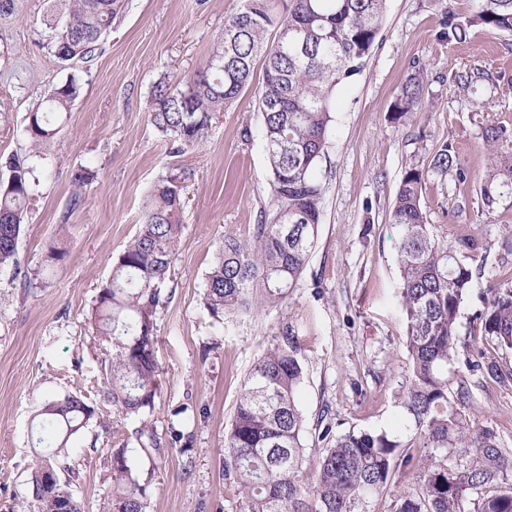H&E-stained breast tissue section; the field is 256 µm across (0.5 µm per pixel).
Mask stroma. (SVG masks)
<instances>
[{"label":"stroma","mask_w":512,"mask_h":512,"mask_svg":"<svg viewBox=\"0 0 512 512\" xmlns=\"http://www.w3.org/2000/svg\"><path fill=\"white\" fill-rule=\"evenodd\" d=\"M123 17L93 60L60 67L46 47V0H17L0 20V157L34 168L16 266L0 267V512H35L31 476L41 454L34 429L45 401L80 393L94 415L61 456L60 478L84 512H102L121 448L145 492L146 512H236L237 488L223 474L224 435L254 362L281 337L298 347L304 381L305 481L334 435L385 430L409 437L399 394L409 375L406 321L390 211L406 166L428 168L451 142L470 176L488 153L484 130L512 129V35L474 30L439 41L444 10L469 16L474 0H386L363 70L333 97L334 122L316 169L324 187L317 241L287 302L216 321L204 305L206 276L229 235L245 236L269 203V163L256 85L216 113L205 138L176 154L151 124L153 85L185 84L204 65L242 0H122ZM490 77L477 92L459 72ZM425 101L407 117L393 105L415 70ZM76 77L81 92L54 136L33 149L27 114L45 89ZM251 138H243V127ZM188 171L174 272L156 313L160 372L153 410L128 415L105 394L112 350L93 340V310L118 255L136 235L147 195L176 168ZM94 172L83 188L80 169ZM423 202L434 236L467 237L479 271L461 305L458 355L476 358V317L487 288H512V207L482 205L477 184L429 176ZM464 403L474 427H490L512 449V386L472 376Z\"/></svg>","instance_id":"obj_1"}]
</instances>
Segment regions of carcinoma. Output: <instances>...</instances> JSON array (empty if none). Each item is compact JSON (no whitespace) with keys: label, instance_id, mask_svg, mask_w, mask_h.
<instances>
[{"label":"carcinoma","instance_id":"carcinoma-1","mask_svg":"<svg viewBox=\"0 0 512 512\" xmlns=\"http://www.w3.org/2000/svg\"><path fill=\"white\" fill-rule=\"evenodd\" d=\"M386 0H288L287 15L276 0H243L224 24L199 78L172 88L161 78L154 89L151 123L178 143L182 152L200 142L213 115L249 86L257 62L263 77L257 89L263 141L270 162L269 206L244 237L224 238L207 273L204 303L220 321L226 314H249L285 302L307 266L321 224L324 188L315 175L325 154L334 120L336 86L364 68L379 34ZM122 16L121 0H62L42 19L48 47L62 64L92 60L104 35ZM272 27L278 36L269 40ZM512 35V0H477L465 20L445 16L439 38L466 41L472 28ZM303 29L307 45L285 41V33ZM422 70L410 75L394 103L403 117L424 102ZM80 94L75 76L44 92L28 116L26 132L33 148L55 134L58 114L71 111ZM490 163L479 185L487 207L512 200V131H485ZM8 178L0 183V267L17 264L22 213L30 196L34 168L17 156L5 159ZM469 175L452 144L436 147L428 170L412 164L402 176L391 208L396 229L399 298L406 318L410 374L400 397L411 422L407 440L385 430L335 436L324 427L326 442L312 485L303 480L304 416L298 390L303 369L292 337L267 350L242 384L224 436V468L239 484L237 512H379L377 501L392 480L407 471L420 474L415 494L401 496L393 512H460L471 497L472 512H512V454L496 433L474 428L460 405L468 397L465 372L512 385V367L488 356L466 360L448 378L457 357L456 320L474 269L467 262L473 243L442 244L431 232L422 202L428 174ZM180 179L165 177L150 191L135 238L116 259L111 282L97 297L94 341L112 348L109 395L127 415L154 408L159 372L155 316L161 286L169 278L177 251L182 209ZM479 316L480 342L494 350H512V289L489 288ZM38 443L52 452L36 468H58V457L94 416L84 397L68 394L43 406ZM420 442L423 452L409 448ZM37 512H82L66 485H44L32 476ZM143 491L123 449L112 452V494L103 512H145Z\"/></svg>","mask_w":512,"mask_h":512}]
</instances>
